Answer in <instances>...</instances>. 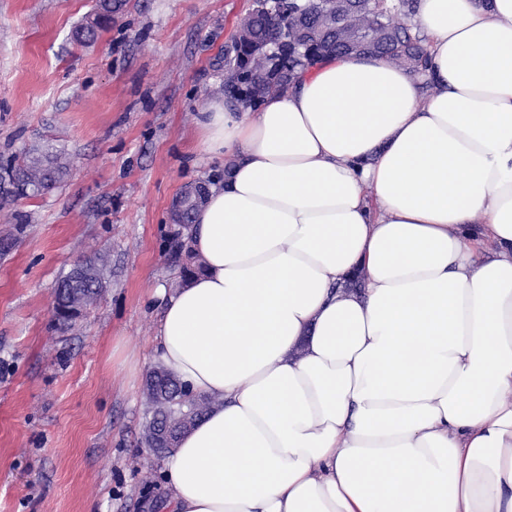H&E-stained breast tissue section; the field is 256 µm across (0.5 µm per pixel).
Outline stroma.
<instances>
[{
	"mask_svg": "<svg viewBox=\"0 0 512 512\" xmlns=\"http://www.w3.org/2000/svg\"><path fill=\"white\" fill-rule=\"evenodd\" d=\"M92 6L0 0V159L49 143L73 161L17 203L28 226L0 257V512H162L161 461L141 444L154 294L179 278L173 200L220 173L195 115L224 95L252 0H126L81 46L70 34ZM94 253L107 292L58 329L56 282Z\"/></svg>",
	"mask_w": 512,
	"mask_h": 512,
	"instance_id": "1",
	"label": "stroma"
}]
</instances>
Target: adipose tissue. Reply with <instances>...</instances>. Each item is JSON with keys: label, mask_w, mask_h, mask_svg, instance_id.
Returning <instances> with one entry per match:
<instances>
[{"label": "adipose tissue", "mask_w": 512, "mask_h": 512, "mask_svg": "<svg viewBox=\"0 0 512 512\" xmlns=\"http://www.w3.org/2000/svg\"><path fill=\"white\" fill-rule=\"evenodd\" d=\"M413 22L425 72L330 57L198 113L224 174L150 357L215 406L165 512H512V0Z\"/></svg>", "instance_id": "adipose-tissue-1"}]
</instances>
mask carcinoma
<instances>
[{
    "mask_svg": "<svg viewBox=\"0 0 512 512\" xmlns=\"http://www.w3.org/2000/svg\"><path fill=\"white\" fill-rule=\"evenodd\" d=\"M124 0H95L92 13L86 22L75 28L72 39L78 44H89L97 38L99 30L112 22V13L123 6ZM278 12H260L253 16L251 39L243 44H229L224 49V70L239 74L235 83L224 85L228 102L241 108L260 105L271 93L274 85L284 89L295 71L305 69L323 58L334 55H351L348 46L337 36L336 22L329 12L328 0H276ZM352 11L362 16L358 36L368 43L365 54L382 55L392 62L416 69L421 66L425 49L419 31L405 21L415 12L416 0H349ZM282 44L288 51L286 64L268 63L263 51L269 45ZM71 161L62 152L49 153L36 149L24 154L22 159L0 161V208L21 199L41 196L70 176ZM212 179L188 186L173 205L170 240L175 255L180 259L179 287L200 271L201 264L189 249L187 228L193 216L204 203L205 197L198 189L207 187ZM14 233L0 238V256L9 253L26 229L28 216L15 214ZM74 270H87L93 277L78 282L67 273L57 284L53 295L56 319L59 325L72 324L66 313L70 295L80 293L86 306L98 303L97 289L108 287V261L100 255L87 256L72 266ZM156 393L165 398L160 403L148 398L146 421L142 442L152 444L151 430L165 418L178 427L182 435L192 428L212 406V400L200 397L191 404L180 399L182 384L176 382L160 367L149 374Z\"/></svg>",
    "mask_w": 512,
    "mask_h": 512,
    "instance_id": "cac0c4a2",
    "label": "carcinoma"
}]
</instances>
